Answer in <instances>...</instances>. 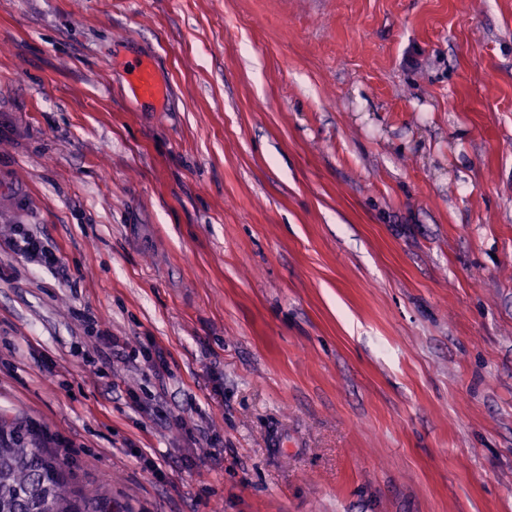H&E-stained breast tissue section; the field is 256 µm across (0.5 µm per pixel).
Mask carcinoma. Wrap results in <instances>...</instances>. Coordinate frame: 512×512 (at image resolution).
<instances>
[{"label":"carcinoma","instance_id":"obj_1","mask_svg":"<svg viewBox=\"0 0 512 512\" xmlns=\"http://www.w3.org/2000/svg\"><path fill=\"white\" fill-rule=\"evenodd\" d=\"M107 502L75 496L65 461L42 448L36 434L0 424V512H104Z\"/></svg>","mask_w":512,"mask_h":512}]
</instances>
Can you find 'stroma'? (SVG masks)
Returning a JSON list of instances; mask_svg holds the SVG:
<instances>
[{
	"instance_id": "stroma-1",
	"label": "stroma",
	"mask_w": 512,
	"mask_h": 512,
	"mask_svg": "<svg viewBox=\"0 0 512 512\" xmlns=\"http://www.w3.org/2000/svg\"><path fill=\"white\" fill-rule=\"evenodd\" d=\"M1 417L118 512H512V0H0ZM127 83L137 99L163 100L166 88L157 80L155 68L148 60H137L128 67ZM9 244L14 251L20 252L28 258L53 267L60 264L58 256L45 248L39 238L21 226H15L9 237Z\"/></svg>"
}]
</instances>
